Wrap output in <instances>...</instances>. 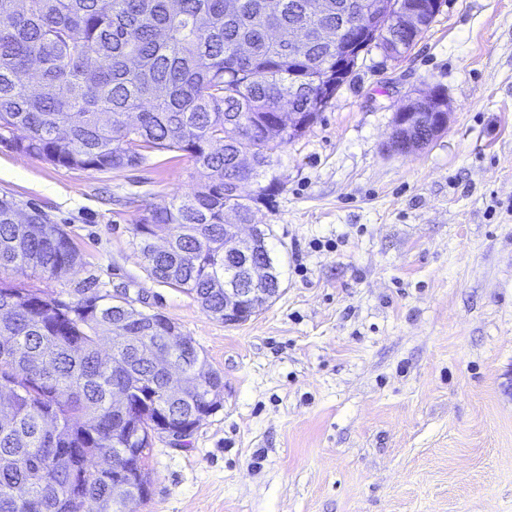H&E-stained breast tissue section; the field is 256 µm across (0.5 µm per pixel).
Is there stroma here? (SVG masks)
<instances>
[{
  "label": "stroma",
  "instance_id": "stroma-1",
  "mask_svg": "<svg viewBox=\"0 0 512 512\" xmlns=\"http://www.w3.org/2000/svg\"><path fill=\"white\" fill-rule=\"evenodd\" d=\"M443 89L445 132L402 156L396 112ZM167 153L100 173L0 146V196L66 231L82 261L50 298L127 289L224 377L185 446L155 441L135 512H512V0H443L405 58L360 56L276 156L257 204L278 297L236 326L151 279L143 209L190 193Z\"/></svg>",
  "mask_w": 512,
  "mask_h": 512
}]
</instances>
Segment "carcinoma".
<instances>
[{"label":"carcinoma","instance_id":"carcinoma-1","mask_svg":"<svg viewBox=\"0 0 512 512\" xmlns=\"http://www.w3.org/2000/svg\"><path fill=\"white\" fill-rule=\"evenodd\" d=\"M0 0V145L55 166L112 172L155 152L193 162V191L161 210L144 209L131 245L145 255L156 236L169 248L149 260L158 282L193 296L224 319V209L251 222L252 204L281 182L271 158L303 133L264 136L293 103L312 126L328 102L311 96L336 68L323 37L352 18L358 0H328L317 17L306 0ZM21 130L17 139L9 134ZM249 150L269 184L246 201L224 197V175ZM17 202L0 196V512H131L143 480L130 467L152 450L136 419L156 409L201 420L202 389L173 398L174 379L153 359L168 353L190 373L206 366L191 337L170 319H138L92 288L65 300L30 285L60 279L79 263L70 237L37 208L16 221ZM250 259L269 265L266 240ZM137 394L136 417L112 411V390ZM120 455L102 472L95 459Z\"/></svg>","mask_w":512,"mask_h":512}]
</instances>
